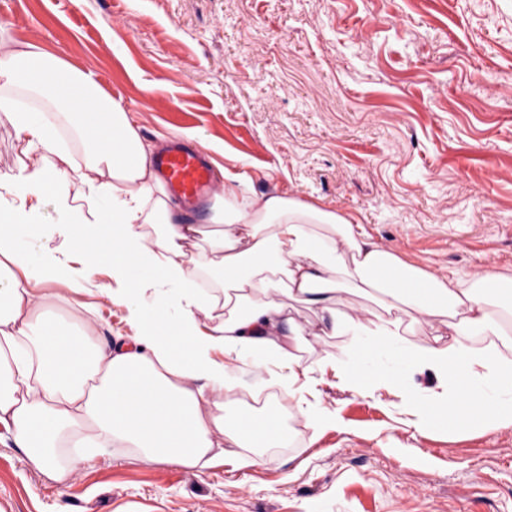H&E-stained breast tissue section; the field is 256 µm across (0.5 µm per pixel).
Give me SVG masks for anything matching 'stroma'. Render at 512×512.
Returning <instances> with one entry per match:
<instances>
[{
	"mask_svg": "<svg viewBox=\"0 0 512 512\" xmlns=\"http://www.w3.org/2000/svg\"><path fill=\"white\" fill-rule=\"evenodd\" d=\"M0 48L91 74L143 140L361 225L433 277L512 276V0H11ZM69 280L65 325L134 335L127 309ZM340 425L259 465L205 469L113 448L65 482L0 428V512H512V425L418 431L398 400L322 375Z\"/></svg>",
	"mask_w": 512,
	"mask_h": 512,
	"instance_id": "35a3bbf8",
	"label": "stroma"
}]
</instances>
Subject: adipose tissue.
Listing matches in <instances>:
<instances>
[{
    "instance_id": "obj_1",
    "label": "adipose tissue",
    "mask_w": 512,
    "mask_h": 512,
    "mask_svg": "<svg viewBox=\"0 0 512 512\" xmlns=\"http://www.w3.org/2000/svg\"><path fill=\"white\" fill-rule=\"evenodd\" d=\"M22 94L57 114L60 126L24 108ZM0 116L22 133L23 154L44 156L0 191V427L52 480L64 481L89 453L118 445L189 468L223 463L227 447L236 466L251 467L258 460L249 449L287 446L292 434L278 408L235 409L222 393L233 370L273 363L288 371L283 396L294 397L300 361L292 343L306 330L290 314L293 302L316 310L320 335L346 340L326 353L321 368L335 370L341 384L361 395L391 388L414 427L427 428L438 409L469 417L475 383L485 384L501 406L499 424L512 423V372L487 350L491 343L512 350L505 331L512 325V279L489 273L465 287L456 277H431L374 246L344 216L256 191L231 175L224 178L222 210L191 214L165 190L152 147L121 104L85 73L31 44L0 55ZM62 126L76 135L81 156L59 147ZM73 174L80 194L109 199V206L88 212L74 206ZM48 202L59 215L60 243L54 264L30 275L16 241L37 232ZM151 224L160 232H148ZM74 246L81 268L73 287L94 285L99 267L111 263L126 285L121 300L141 327L138 336L105 350L91 329L76 335L40 322L58 303L46 286ZM380 267L404 287L376 279ZM202 270L219 287L198 288ZM414 282L426 285V296L409 291ZM155 284L161 290L145 304L143 295ZM347 295L373 301L385 318L342 314ZM413 312L438 319L454 342L401 347L403 318ZM218 348L220 362L212 356ZM380 350L435 379L430 402L367 366Z\"/></svg>"
}]
</instances>
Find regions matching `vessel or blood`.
Here are the masks:
<instances>
[{
  "label": "vessel or blood",
  "mask_w": 512,
  "mask_h": 512,
  "mask_svg": "<svg viewBox=\"0 0 512 512\" xmlns=\"http://www.w3.org/2000/svg\"><path fill=\"white\" fill-rule=\"evenodd\" d=\"M154 165L167 190L191 205H200L216 192L212 167L199 149L171 143L156 156Z\"/></svg>",
  "instance_id": "obj_1"
}]
</instances>
